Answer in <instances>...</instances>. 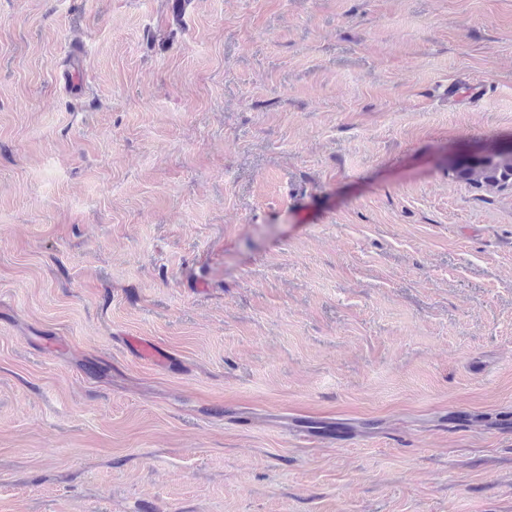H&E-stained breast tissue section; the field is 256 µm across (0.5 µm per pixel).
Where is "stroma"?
<instances>
[{"instance_id": "1", "label": "stroma", "mask_w": 512, "mask_h": 512, "mask_svg": "<svg viewBox=\"0 0 512 512\" xmlns=\"http://www.w3.org/2000/svg\"><path fill=\"white\" fill-rule=\"evenodd\" d=\"M509 146L512 0H0V512H512ZM502 152L511 158L512 148ZM452 175L477 189L500 190L512 185V158L504 159L499 152L464 158L452 169Z\"/></svg>"}]
</instances>
